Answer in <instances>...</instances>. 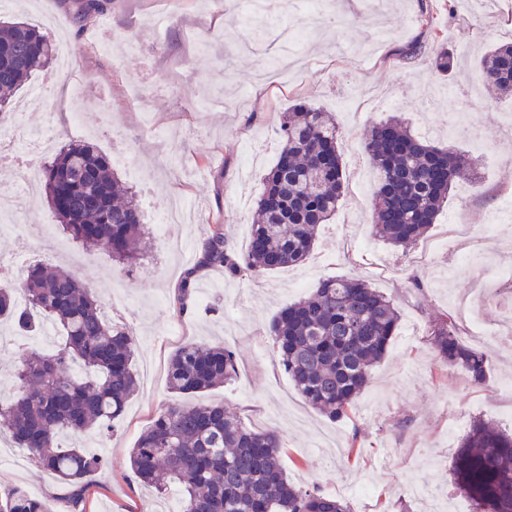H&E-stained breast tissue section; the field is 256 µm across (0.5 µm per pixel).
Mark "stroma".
Wrapping results in <instances>:
<instances>
[{
    "label": "stroma",
    "instance_id": "obj_1",
    "mask_svg": "<svg viewBox=\"0 0 512 512\" xmlns=\"http://www.w3.org/2000/svg\"><path fill=\"white\" fill-rule=\"evenodd\" d=\"M82 0H6L0 18L34 25L66 42L72 70L53 82L37 72L15 93L34 104L0 124L18 161L0 162V192L14 199L16 222L56 224L37 168V137L55 133L98 146L124 148L128 165L115 175L138 195L151 225L140 266L121 270L108 254H86L60 232L21 240L0 232V266L14 284L33 264L76 272L102 305L107 320L136 341L133 366L142 379L107 436L84 435L86 452L106 465L88 479L80 503L31 453L19 468L0 466V493L23 490L48 512H169L171 496L135 478L129 450L163 405L220 402L255 429L274 428L284 440L282 463L290 482L316 486L348 502L351 512H429L465 501L452 466L462 439L448 422L504 423L512 395L489 387L512 379V352L489 357L488 387L444 365L430 344L431 320L453 314L452 300L471 295L482 322H512V217L487 227V216L512 199V97L481 84L477 65L492 46L512 41V0L483 8L454 0L435 9L427 26L421 0H272L269 13L252 0H103L83 25ZM444 35L454 56L451 74L431 65L428 51ZM420 41L425 51L401 64L399 48ZM147 94L145 110L129 105L132 87ZM321 107L340 131L344 194L322 225L302 265L253 277L203 271L199 291L179 310L183 274L199 259L212 225H223L236 252L248 243L251 214L275 164L276 127L296 103ZM401 116L425 140L465 150L477 161L475 182H457L424 242L402 248L372 233L375 173L362 146L366 130L386 115ZM195 215L171 225L182 240L168 249L155 226L173 204ZM349 277L392 299L400 324L385 358L348 418L331 420L310 408L283 370L267 334L288 303L319 281ZM421 288H413L412 279ZM43 342L13 330L0 335V394L14 389L18 360ZM221 342L238 357L237 375L198 395L168 387L171 355L183 343ZM359 436L358 457L347 454Z\"/></svg>",
    "mask_w": 512,
    "mask_h": 512
}]
</instances>
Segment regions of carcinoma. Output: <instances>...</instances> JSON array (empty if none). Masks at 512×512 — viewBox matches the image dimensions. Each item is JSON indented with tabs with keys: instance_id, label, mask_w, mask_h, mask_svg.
Here are the masks:
<instances>
[{
	"instance_id": "obj_1",
	"label": "carcinoma",
	"mask_w": 512,
	"mask_h": 512,
	"mask_svg": "<svg viewBox=\"0 0 512 512\" xmlns=\"http://www.w3.org/2000/svg\"><path fill=\"white\" fill-rule=\"evenodd\" d=\"M54 58V44L35 27L0 22V124L13 91ZM433 64L444 74L454 68L441 41L435 42ZM479 77L488 90L512 96V42L482 57ZM278 134L279 159L256 201L247 250L233 251L224 225H213L197 265L184 273L179 305L196 292L202 270L241 277L303 263L319 227L335 214L344 191L335 117L300 102L281 115ZM364 148L376 173L373 233L392 246L424 239L455 181L472 170L468 154L421 142L396 117L370 127ZM39 175L66 237L87 250L108 253L130 270L140 264L137 242L147 225L136 194L121 185L106 154L93 144L69 141L40 163ZM19 290L26 296L24 306L15 301ZM45 321L60 330L63 342L20 359L15 391L0 401V431L79 496L105 461L80 448H63L58 439L113 428L137 390L135 341L105 321L100 304L76 274L34 264L17 287L0 288V323L36 335ZM399 321L391 299L377 289L358 279L327 278L285 306L269 333L301 397L336 420L348 416L367 387ZM430 340L443 363L464 369L476 386L487 383L486 353L460 341L448 316L430 323ZM237 372L232 349L187 342L170 359L169 389L202 393ZM282 448L277 432L257 431L221 404L173 402L140 434L130 464L144 484L161 494L177 487L181 512H350L336 496L289 482ZM453 474L474 501L475 512H512V434L475 421L461 441ZM0 512L46 510L40 500L17 490L0 495Z\"/></svg>"
}]
</instances>
